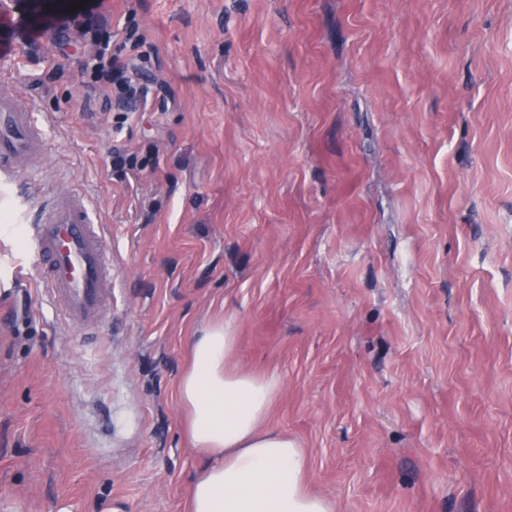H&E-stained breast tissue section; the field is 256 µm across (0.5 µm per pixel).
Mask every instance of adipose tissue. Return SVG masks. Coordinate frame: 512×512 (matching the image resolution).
I'll use <instances>...</instances> for the list:
<instances>
[{
  "mask_svg": "<svg viewBox=\"0 0 512 512\" xmlns=\"http://www.w3.org/2000/svg\"><path fill=\"white\" fill-rule=\"evenodd\" d=\"M234 347L226 325H211L191 341L179 382L189 436L209 459L192 486L189 512H335L306 486V450L262 427L277 379L228 371Z\"/></svg>",
  "mask_w": 512,
  "mask_h": 512,
  "instance_id": "obj_1",
  "label": "adipose tissue"
}]
</instances>
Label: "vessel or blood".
Here are the masks:
<instances>
[{"label":"vessel or blood","instance_id":"b4317fda","mask_svg":"<svg viewBox=\"0 0 512 512\" xmlns=\"http://www.w3.org/2000/svg\"><path fill=\"white\" fill-rule=\"evenodd\" d=\"M45 153L44 122L35 102L22 94H0V185L26 175L12 209L26 228L25 259L34 265L40 292L72 329L101 327L112 307V247L84 194L68 191L35 200L32 159Z\"/></svg>","mask_w":512,"mask_h":512}]
</instances>
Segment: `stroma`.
Returning <instances> with one entry per match:
<instances>
[{
    "label": "stroma",
    "instance_id": "obj_1",
    "mask_svg": "<svg viewBox=\"0 0 512 512\" xmlns=\"http://www.w3.org/2000/svg\"><path fill=\"white\" fill-rule=\"evenodd\" d=\"M147 98L88 97L85 42L15 40L40 195L112 243L69 330L0 203V512H188L178 384L228 322L279 380L265 428L335 512H512V0H112Z\"/></svg>",
    "mask_w": 512,
    "mask_h": 512
}]
</instances>
